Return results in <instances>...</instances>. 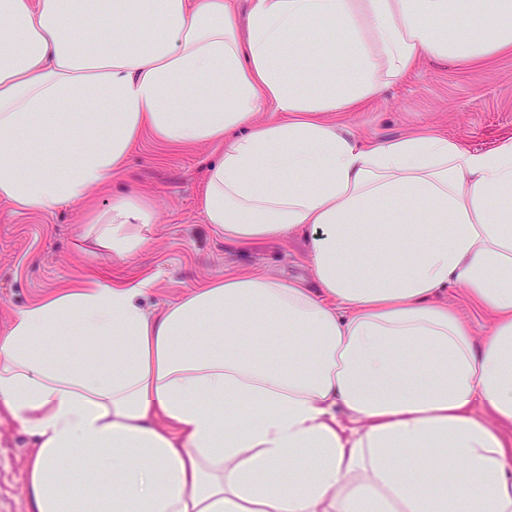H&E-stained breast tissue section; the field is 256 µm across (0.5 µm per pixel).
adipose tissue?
Returning <instances> with one entry per match:
<instances>
[{
  "instance_id": "1",
  "label": "adipose tissue",
  "mask_w": 512,
  "mask_h": 512,
  "mask_svg": "<svg viewBox=\"0 0 512 512\" xmlns=\"http://www.w3.org/2000/svg\"><path fill=\"white\" fill-rule=\"evenodd\" d=\"M329 34L344 69L308 54ZM509 54L512 0H0L1 202L89 200L147 131L215 146L206 223L304 233L320 288L229 272L151 313L155 278L88 280L16 311L0 416L35 438L30 512H512V139L339 122L423 60ZM154 221L135 194L87 217L122 261ZM448 306L470 320L474 336H483L486 320L482 312L471 304L465 288H448Z\"/></svg>"
}]
</instances>
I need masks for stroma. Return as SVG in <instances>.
<instances>
[{"instance_id": "35a3bbf8", "label": "stroma", "mask_w": 512, "mask_h": 512, "mask_svg": "<svg viewBox=\"0 0 512 512\" xmlns=\"http://www.w3.org/2000/svg\"><path fill=\"white\" fill-rule=\"evenodd\" d=\"M341 122L365 145L428 128L470 150H491L512 139V56L469 67L424 60L379 96L343 113ZM218 159L214 147L168 148L147 132L91 203L42 214L19 213L0 202V327L41 293L86 275L104 283L157 276L143 300L151 312L228 271H262L316 287L303 236L240 248L206 224L200 197ZM131 193L153 199L156 224L140 254L121 263L84 237V220L88 208L108 207ZM33 447L24 428L0 417V512H29L23 479Z\"/></svg>"}]
</instances>
